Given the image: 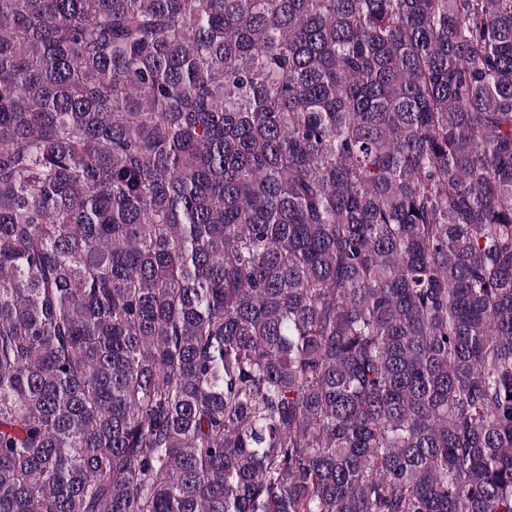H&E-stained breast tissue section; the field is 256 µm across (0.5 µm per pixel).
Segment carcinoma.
Instances as JSON below:
<instances>
[{
	"mask_svg": "<svg viewBox=\"0 0 512 512\" xmlns=\"http://www.w3.org/2000/svg\"><path fill=\"white\" fill-rule=\"evenodd\" d=\"M0 512H512V0H0Z\"/></svg>",
	"mask_w": 512,
	"mask_h": 512,
	"instance_id": "carcinoma-1",
	"label": "carcinoma"
}]
</instances>
